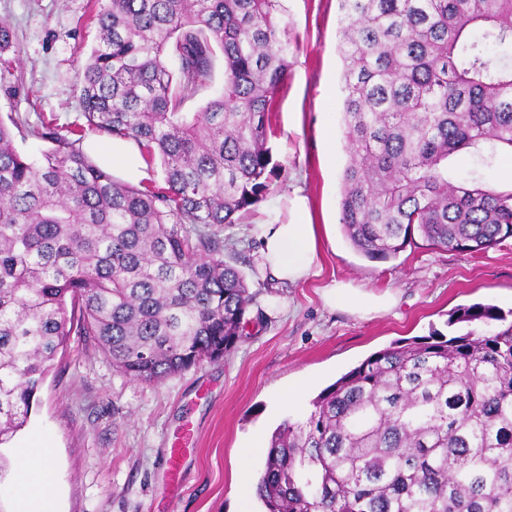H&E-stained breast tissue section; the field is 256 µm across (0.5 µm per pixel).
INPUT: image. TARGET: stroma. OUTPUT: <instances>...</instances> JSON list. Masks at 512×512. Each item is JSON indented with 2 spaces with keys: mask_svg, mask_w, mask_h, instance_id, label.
<instances>
[{
  "mask_svg": "<svg viewBox=\"0 0 512 512\" xmlns=\"http://www.w3.org/2000/svg\"><path fill=\"white\" fill-rule=\"evenodd\" d=\"M103 0H0L17 49L0 79V118H21L14 143L36 159L48 147L35 136L55 115L60 132L82 122L77 78L94 40L84 20ZM281 27L297 49L271 115L268 145L281 172L255 207L265 212L303 188L323 247L318 275L288 284L259 266L249 221L220 230L224 259L240 270L255 302L243 336L218 362L147 385L114 371L92 340L71 334L38 390L25 426L52 444L55 512H243L262 506L238 477L239 450L254 431L304 421L311 400L371 354L417 337L482 334L481 322L450 323L456 309L496 306L512 322V238L481 253L416 243L397 257L370 260L346 239L340 218L347 162L339 104L342 62L338 0H281ZM336 147L327 150L325 134ZM364 295L391 292L389 311L363 318L332 309L326 284ZM306 384L302 404L281 394Z\"/></svg>",
  "mask_w": 512,
  "mask_h": 512,
  "instance_id": "stroma-1",
  "label": "stroma"
}]
</instances>
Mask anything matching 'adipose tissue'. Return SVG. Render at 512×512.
Instances as JSON below:
<instances>
[{
  "instance_id": "obj_1",
  "label": "adipose tissue",
  "mask_w": 512,
  "mask_h": 512,
  "mask_svg": "<svg viewBox=\"0 0 512 512\" xmlns=\"http://www.w3.org/2000/svg\"><path fill=\"white\" fill-rule=\"evenodd\" d=\"M93 150L102 166L117 168L124 179L142 181L148 177V167L139 147L129 140L96 141ZM287 217L268 215L255 222L253 235L260 244L262 267L273 277L291 283L313 274L320 246V227L313 221L309 200L303 189H295L287 200ZM324 299L329 306L367 315L392 307L391 295L362 296L345 286L333 283L325 286ZM15 469L22 484L44 487L45 495L23 499L19 512H51L49 488L54 485L50 466L52 450L43 440L22 442L14 453Z\"/></svg>"
}]
</instances>
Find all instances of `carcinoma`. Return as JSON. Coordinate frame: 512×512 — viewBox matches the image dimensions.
Instances as JSON below:
<instances>
[{"instance_id": "obj_1", "label": "carcinoma", "mask_w": 512, "mask_h": 512, "mask_svg": "<svg viewBox=\"0 0 512 512\" xmlns=\"http://www.w3.org/2000/svg\"><path fill=\"white\" fill-rule=\"evenodd\" d=\"M280 0H106L78 79L85 123L32 160L0 121V445L25 426L75 331L145 384L217 362L254 294L214 227L252 215L276 166L269 114L292 43ZM340 224L371 260L415 236L476 253L512 237V189L486 167L512 153V0H339ZM0 20V57L13 50ZM223 88L198 112L187 102ZM134 141L163 184L121 181L84 150ZM493 305L451 322L499 321ZM269 441L255 492L267 512H512V324L380 350L323 389Z\"/></svg>"}]
</instances>
